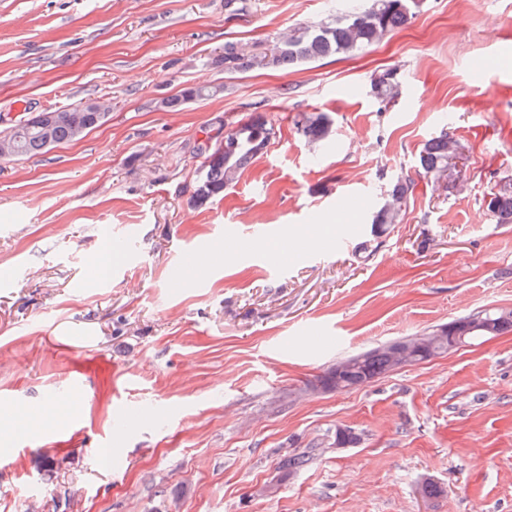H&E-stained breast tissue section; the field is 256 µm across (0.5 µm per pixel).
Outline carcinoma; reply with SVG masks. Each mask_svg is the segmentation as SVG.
<instances>
[{
	"label": "carcinoma",
	"mask_w": 512,
	"mask_h": 512,
	"mask_svg": "<svg viewBox=\"0 0 512 512\" xmlns=\"http://www.w3.org/2000/svg\"><path fill=\"white\" fill-rule=\"evenodd\" d=\"M421 0H368L363 9H353L341 15L329 16L310 25L301 26L283 35L262 49L224 46V72L247 73L265 69H290L334 56L360 52L380 41L391 32L404 26L416 14ZM401 83L396 73H385L371 82V90L380 103H389L400 94ZM206 87L188 86L180 96L163 100L165 107L174 109L181 104L210 96ZM72 117L68 122L53 127L56 143L75 138V128L90 130L102 123L97 112L82 104L64 111ZM47 113L37 112L19 120L5 134L18 142L16 157H31L45 150L39 126L46 121ZM297 130L311 142L329 140L334 132L332 119L324 113L302 114L295 122ZM274 134L273 127L262 115L240 120L224 131L222 138H207L198 146L204 156V169L192 195L195 203L202 204L224 192V187L234 183L242 170L261 152ZM458 142L449 130L429 140L422 151L420 163L425 173L440 178L448 171V158ZM411 184L398 180L388 194V199L376 211L371 232L376 236L386 233L392 226L402 223L410 199ZM498 223H512V188L503 187L494 193L488 204ZM479 315L492 323V330L467 332L466 341L499 336L512 332V310L481 311ZM346 367L342 379L349 386L357 387L372 382L392 371V364L383 347L365 352L364 360L352 362L344 358ZM313 458L309 452L289 453L281 458L278 469L285 473L305 468Z\"/></svg>",
	"instance_id": "carcinoma-1"
}]
</instances>
